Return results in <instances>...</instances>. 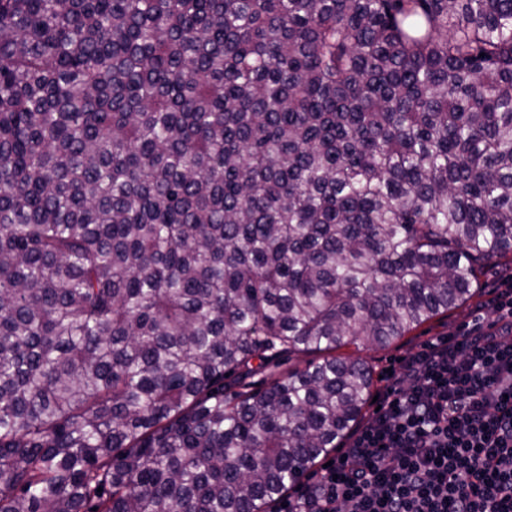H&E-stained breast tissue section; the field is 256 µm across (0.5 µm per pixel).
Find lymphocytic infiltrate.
Listing matches in <instances>:
<instances>
[{
    "label": "lymphocytic infiltrate",
    "instance_id": "1",
    "mask_svg": "<svg viewBox=\"0 0 512 512\" xmlns=\"http://www.w3.org/2000/svg\"><path fill=\"white\" fill-rule=\"evenodd\" d=\"M488 304L401 357L290 512H512V279Z\"/></svg>",
    "mask_w": 512,
    "mask_h": 512
}]
</instances>
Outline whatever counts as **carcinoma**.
Listing matches in <instances>:
<instances>
[{"mask_svg":"<svg viewBox=\"0 0 512 512\" xmlns=\"http://www.w3.org/2000/svg\"><path fill=\"white\" fill-rule=\"evenodd\" d=\"M509 253L512 0H0V512H277ZM310 359L308 356L292 355L288 359V355H285L281 360L278 367L270 365L265 371L259 372L254 375L250 380L254 382V390H258L264 387L263 381L266 379L269 372H288V369L303 368L306 362Z\"/></svg>","mask_w":512,"mask_h":512,"instance_id":"obj_1","label":"carcinoma"}]
</instances>
